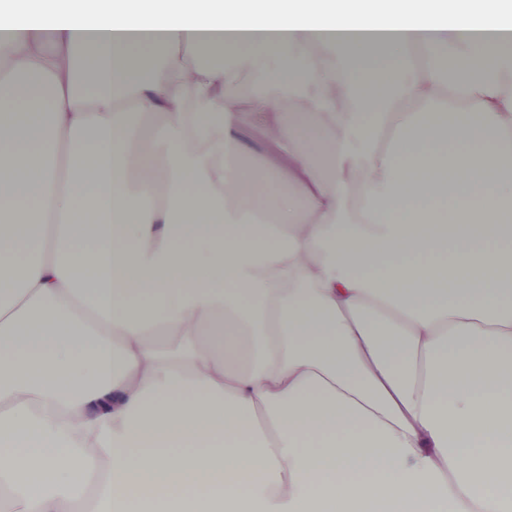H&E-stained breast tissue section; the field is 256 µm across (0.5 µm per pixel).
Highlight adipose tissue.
Here are the masks:
<instances>
[{
    "label": "adipose tissue",
    "mask_w": 512,
    "mask_h": 512,
    "mask_svg": "<svg viewBox=\"0 0 512 512\" xmlns=\"http://www.w3.org/2000/svg\"><path fill=\"white\" fill-rule=\"evenodd\" d=\"M0 48V503L512 512L501 0H15Z\"/></svg>",
    "instance_id": "obj_1"
}]
</instances>
